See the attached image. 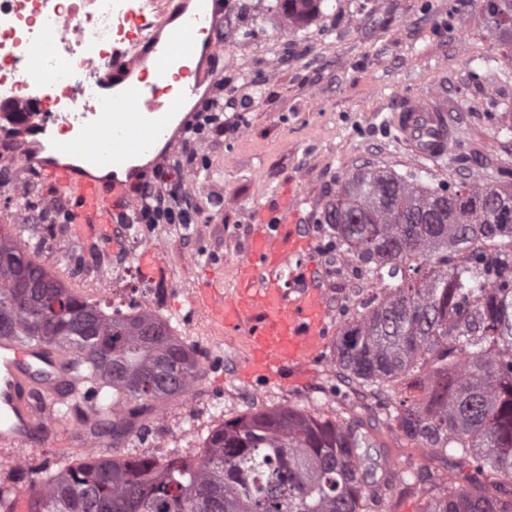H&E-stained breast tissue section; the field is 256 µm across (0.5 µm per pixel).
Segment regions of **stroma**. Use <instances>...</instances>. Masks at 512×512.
<instances>
[{"mask_svg":"<svg viewBox=\"0 0 512 512\" xmlns=\"http://www.w3.org/2000/svg\"><path fill=\"white\" fill-rule=\"evenodd\" d=\"M234 29L215 11L210 28L224 48L205 67L207 85L223 83L224 130L193 143L209 164L197 167L192 185L179 194L195 212V223L178 224L160 250L163 270L156 280L141 273L114 284L117 295L149 294L159 317L187 345L219 351L221 364H202L191 399H171L140 417L149 433L131 436L110 455H201L208 433L244 414L293 407L344 424L361 422L375 442V474L390 470L388 484L369 502V512H421L419 487L400 481L402 471L439 483L453 479L471 488L470 468L459 460L407 445L385 425V408L419 389L398 381L378 389L339 376L336 340L365 301L382 295V284L359 260L339 252L321 216L341 183L370 168L418 173L430 187L512 178V47L487 29L473 0H328L321 14L288 32L262 25L254 0H238ZM251 33L240 49L235 30ZM480 77H473V69ZM438 93L455 125L447 155L431 162L409 157L388 123L404 100ZM302 199V230L308 249L292 268L314 267L327 313L323 346L307 365L304 382L246 385L235 371L245 357L241 341L211 335L207 324L187 321L196 288L209 282L234 294L236 268L246 257L253 216L272 208L288 189ZM30 244L38 262L66 286L97 298L91 279L74 277L67 266L73 252L107 253L118 260L142 253L147 241L124 235L101 240L80 237L74 224L36 230ZM57 445L32 449L24 469L40 471L56 459L88 453L85 438L61 430Z\"/></svg>","mask_w":512,"mask_h":512,"instance_id":"stroma-1","label":"stroma"}]
</instances>
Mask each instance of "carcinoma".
Instances as JSON below:
<instances>
[{
    "label": "carcinoma",
    "instance_id": "carcinoma-1",
    "mask_svg": "<svg viewBox=\"0 0 512 512\" xmlns=\"http://www.w3.org/2000/svg\"><path fill=\"white\" fill-rule=\"evenodd\" d=\"M323 0H278L288 25ZM497 35L512 33V0H482ZM347 255L387 277L337 341V367L363 385L432 380L388 413L419 448L457 456L477 480L423 488L422 512H512V182L429 188L417 175L366 170L322 214ZM27 224L0 232V337L70 360L72 398L59 423L111 443L160 402L184 395L201 369L195 351L157 316L107 312L23 251ZM372 436L292 407L226 421L199 459H62L31 479V512H366L376 495L362 465ZM0 483V512L14 484Z\"/></svg>",
    "mask_w": 512,
    "mask_h": 512
}]
</instances>
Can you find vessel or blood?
<instances>
[{
	"label": "vessel or blood",
	"instance_id": "1",
	"mask_svg": "<svg viewBox=\"0 0 512 512\" xmlns=\"http://www.w3.org/2000/svg\"><path fill=\"white\" fill-rule=\"evenodd\" d=\"M197 9L173 29L167 45L152 64L126 61L115 50L113 68L127 72L151 71L153 90L131 85L123 94L106 95L111 78L98 80L96 109L56 116L64 131L74 133L69 152L78 154L80 167L51 157L29 154V163L41 168L56 188L72 191L77 206L75 222L89 233L110 239L116 219L130 209L137 196L124 181L104 184L95 168L126 166L133 155L150 151L164 137L177 109L170 85L193 74L188 64L196 48L216 54L214 40L204 39V23L214 0H196ZM390 122L401 145L416 159L434 161L454 141V126L437 96L428 95L401 104ZM300 194L289 191L280 204L259 214L247 244L248 257L237 267L239 286L227 296L216 288L200 289L196 304L214 335L238 334L246 357L239 369L242 380L280 382L288 368H301L317 356L322 344L326 310L312 271H302L298 291L282 286L285 267L304 252L308 243L299 223ZM72 379L66 360L44 345L22 346L0 341V447L23 451L44 443L54 432L50 403L66 391Z\"/></svg>",
	"mask_w": 512,
	"mask_h": 512
}]
</instances>
